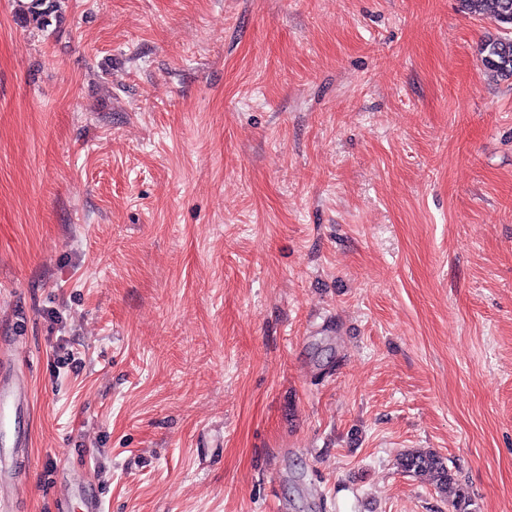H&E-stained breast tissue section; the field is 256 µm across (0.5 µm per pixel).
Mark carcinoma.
<instances>
[{"label":"carcinoma","mask_w":512,"mask_h":512,"mask_svg":"<svg viewBox=\"0 0 512 512\" xmlns=\"http://www.w3.org/2000/svg\"><path fill=\"white\" fill-rule=\"evenodd\" d=\"M464 12L491 20L503 30L481 40L479 54L490 73L512 78V0H460ZM60 0H17V21L24 25L46 28L57 17ZM397 468L415 477L426 479L434 489L448 499L457 512H465V497L446 459L431 449L416 448L399 454Z\"/></svg>","instance_id":"carcinoma-1"}]
</instances>
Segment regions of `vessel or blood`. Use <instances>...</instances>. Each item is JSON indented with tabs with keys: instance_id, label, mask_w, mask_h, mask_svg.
<instances>
[{
	"instance_id": "b4317fda",
	"label": "vessel or blood",
	"mask_w": 512,
	"mask_h": 512,
	"mask_svg": "<svg viewBox=\"0 0 512 512\" xmlns=\"http://www.w3.org/2000/svg\"><path fill=\"white\" fill-rule=\"evenodd\" d=\"M30 394L10 360L0 361V445L25 447L26 431L21 419L27 413Z\"/></svg>"
}]
</instances>
